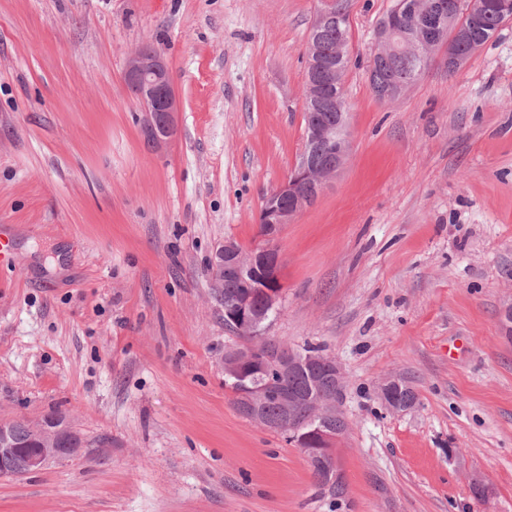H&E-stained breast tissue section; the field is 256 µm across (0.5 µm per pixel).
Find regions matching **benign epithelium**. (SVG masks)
I'll return each instance as SVG.
<instances>
[{
	"instance_id": "1",
	"label": "benign epithelium",
	"mask_w": 512,
	"mask_h": 512,
	"mask_svg": "<svg viewBox=\"0 0 512 512\" xmlns=\"http://www.w3.org/2000/svg\"><path fill=\"white\" fill-rule=\"evenodd\" d=\"M320 7L309 30L314 40L310 42L306 95L321 101L328 108L336 109L333 121L317 118L306 127L304 149L301 160L288 179L274 192L275 201L260 214L259 223L264 228L265 244L250 254L240 251L239 246L226 240L218 247L209 261L213 279L219 286L224 279L235 277L243 280V291L230 306L224 309V316L241 336H255L259 342L232 348L224 353V374L237 380L241 388L240 411L251 421L259 423L274 432L288 434L296 441L297 447L306 452L310 459L327 465L336 474L339 463L334 454L336 441L348 429V423L336 408L337 398L326 396L322 384L344 389V376L337 360L325 353H301L287 345L266 336L265 317L255 309V292L260 291L271 308L279 303L282 258L275 245L282 228L312 200L300 191L307 183L322 192L336 173L343 167L350 150L348 135L349 113L343 95L334 98L323 96L325 85L321 70L327 66L323 50L316 40L319 32L327 25L341 20L337 0H319ZM456 0H427L421 7L419 17L412 30H400L401 13L412 9L407 0H401L394 12L385 16L378 25L379 49L373 58H386L397 43L404 40L414 53L421 48L438 44L448 25L454 20ZM125 82L142 109L141 133L144 141L154 149L162 148L175 132L176 115L180 112L171 70L167 61L156 49L138 48L127 59ZM302 368L310 379L316 394L315 415L304 423H297L291 414L292 400L285 394L279 398L284 407L283 415L270 421L263 415V405L271 395V377L283 376ZM401 379L387 380L381 387L385 407L393 413L407 412L414 407L411 399H401L392 394L400 386ZM36 439L44 441L62 436L71 430L69 424L59 420H44L34 427ZM78 448L43 447L18 462L15 472L23 476L43 469L49 463L76 456Z\"/></svg>"
}]
</instances>
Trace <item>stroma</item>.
<instances>
[{
	"instance_id": "stroma-1",
	"label": "stroma",
	"mask_w": 512,
	"mask_h": 512,
	"mask_svg": "<svg viewBox=\"0 0 512 512\" xmlns=\"http://www.w3.org/2000/svg\"><path fill=\"white\" fill-rule=\"evenodd\" d=\"M396 0H351V150L284 226L268 336L340 362L346 496L242 417L208 260L263 243L304 144L317 0H0V420L64 413L89 446L0 512H512V22L456 73L378 100L367 65ZM151 42L180 99L160 152L123 79ZM406 379L405 413L380 385ZM488 489L476 498L472 478ZM401 382L402 381L400 378H392V379H388L381 387V397H382L383 403H384L385 407L393 413L407 412L410 409H412L415 404V402L412 399H401L392 394L393 389L396 386L400 387ZM406 386H408L410 389L407 392L405 391ZM410 392H412V397L416 401L417 400L416 393L410 385L402 382L400 390H398V389L396 390V393L401 396H404Z\"/></svg>"
}]
</instances>
